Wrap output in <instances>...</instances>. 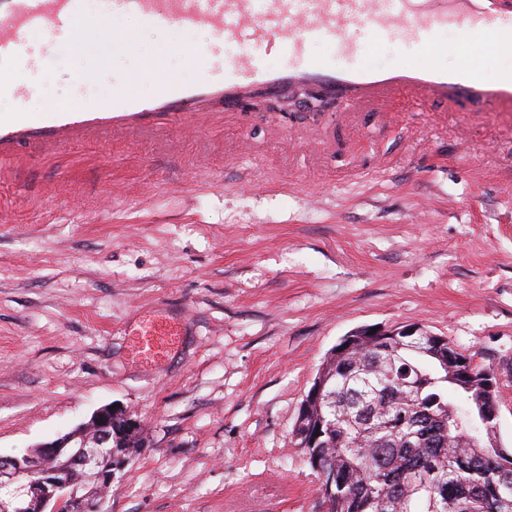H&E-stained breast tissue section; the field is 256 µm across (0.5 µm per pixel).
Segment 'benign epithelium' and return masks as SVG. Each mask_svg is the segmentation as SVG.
Wrapping results in <instances>:
<instances>
[{
	"mask_svg": "<svg viewBox=\"0 0 512 512\" xmlns=\"http://www.w3.org/2000/svg\"><path fill=\"white\" fill-rule=\"evenodd\" d=\"M300 96L311 112L324 113L332 108V103L314 89H305ZM369 339L376 346L410 350L435 343L420 325L376 331L362 328L344 338L336 354L348 353L354 342ZM138 432L139 421L130 412L103 406L88 420L21 457H0V486L13 490L18 500L15 512H98L97 505L82 493L84 485L69 474L82 467L87 470L83 480L108 488L133 459L131 454L115 455L113 449L129 447L131 436Z\"/></svg>",
	"mask_w": 512,
	"mask_h": 512,
	"instance_id": "1",
	"label": "benign epithelium"
}]
</instances>
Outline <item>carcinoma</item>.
Returning <instances> with one entry per match:
<instances>
[{"instance_id":"1","label":"carcinoma","mask_w":512,"mask_h":512,"mask_svg":"<svg viewBox=\"0 0 512 512\" xmlns=\"http://www.w3.org/2000/svg\"><path fill=\"white\" fill-rule=\"evenodd\" d=\"M365 344L325 361L321 393L299 409L292 438L320 477L325 512H512V448L496 437L485 368L439 354Z\"/></svg>"}]
</instances>
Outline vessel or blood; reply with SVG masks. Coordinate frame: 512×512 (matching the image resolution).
<instances>
[{"label":"vessel or blood","mask_w":512,"mask_h":512,"mask_svg":"<svg viewBox=\"0 0 512 512\" xmlns=\"http://www.w3.org/2000/svg\"><path fill=\"white\" fill-rule=\"evenodd\" d=\"M131 16L156 27L208 29L213 42L204 51V74L192 84L170 80L151 97L117 86L103 106L1 112L0 174L23 154L42 159L142 134L196 133L241 99L297 88H316L345 110L403 99L418 106L439 101L451 112L512 113V72L488 79L430 62L370 66L352 37L361 26L372 40L405 38L425 48L454 26L467 41L489 36L511 49L512 0H96L97 20L118 24ZM89 20L86 0H0V69L13 73L0 82V93L24 101L31 88L15 65L74 48L77 30ZM314 42L328 43L334 60L311 57ZM271 54L284 56L286 65L270 67Z\"/></svg>","instance_id":"b4317fda"}]
</instances>
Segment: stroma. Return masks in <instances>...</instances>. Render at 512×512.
I'll list each match as a JSON object with an SVG mask.
<instances>
[{
	"label": "stroma",
	"mask_w": 512,
	"mask_h": 512,
	"mask_svg": "<svg viewBox=\"0 0 512 512\" xmlns=\"http://www.w3.org/2000/svg\"><path fill=\"white\" fill-rule=\"evenodd\" d=\"M123 28L133 49L92 80L83 54L53 60L24 110L202 75L209 32ZM356 39L379 66L421 55ZM437 45L438 67L512 71L492 38L451 27ZM167 317L182 336L136 361L131 330ZM409 324L494 371L512 448L511 115L228 112L196 138L77 146L0 178V456L120 404L145 446L101 512H322L300 405L346 336Z\"/></svg>",
	"instance_id": "1"
}]
</instances>
